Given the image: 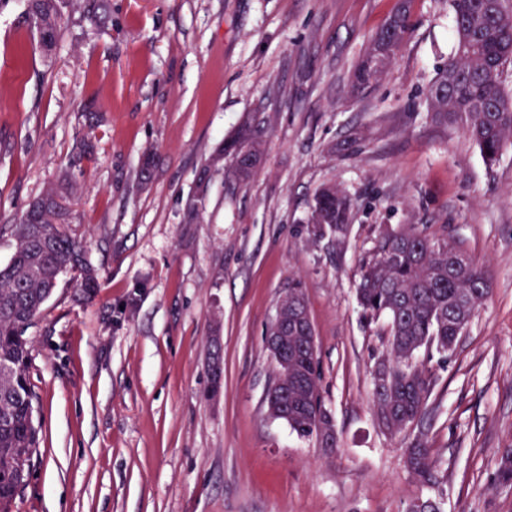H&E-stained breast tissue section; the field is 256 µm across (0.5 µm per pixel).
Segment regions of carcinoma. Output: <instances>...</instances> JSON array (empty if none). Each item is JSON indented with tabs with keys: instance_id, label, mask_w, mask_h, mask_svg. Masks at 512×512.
Instances as JSON below:
<instances>
[{
	"instance_id": "cac0c4a2",
	"label": "carcinoma",
	"mask_w": 512,
	"mask_h": 512,
	"mask_svg": "<svg viewBox=\"0 0 512 512\" xmlns=\"http://www.w3.org/2000/svg\"><path fill=\"white\" fill-rule=\"evenodd\" d=\"M455 50L426 93L433 121L458 126L478 146L487 164L498 162L512 146V98L502 87L504 67L512 64V0H496L491 13L485 0H449ZM80 0H29L31 25L44 51H52L66 15ZM405 6L372 36L353 73V88L376 84L396 60L409 34ZM248 121L227 143L229 178L242 183L261 160L265 131ZM68 185L48 186L12 225L14 251L0 267V512H13L29 476V462L40 445L35 423L36 395L30 383L26 330L53 295L61 277L71 276L88 296L97 275L84 258L82 244L63 228ZM349 197L334 185L317 192L310 222L318 235L345 233ZM491 280L484 267L443 233L412 224L386 231L363 261L357 302L371 320H388V383L374 389L380 426L400 433L426 409L432 379L416 363L421 350L446 353L455 348L476 311L484 304ZM281 351L272 354L275 369L296 364L302 379L288 386V411L280 416L299 437L324 443V425L336 430L324 405L318 374V344H309L307 327L288 324ZM406 465L419 481L440 483L433 448L422 436L406 449ZM495 484L512 489V448L503 452Z\"/></svg>"
}]
</instances>
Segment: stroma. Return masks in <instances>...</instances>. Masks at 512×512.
<instances>
[{"label":"stroma","mask_w":512,"mask_h":512,"mask_svg":"<svg viewBox=\"0 0 512 512\" xmlns=\"http://www.w3.org/2000/svg\"><path fill=\"white\" fill-rule=\"evenodd\" d=\"M399 0H108L73 13L44 55L27 0L0 6V264L10 226L62 170L68 233L100 287L62 279L26 337L40 446L14 512H512L493 477L512 448V148L487 166L432 122L425 91L454 49L448 0H410L383 78L351 74ZM268 119L257 172L227 193L224 144ZM94 152L67 161L77 140ZM351 199L346 236H317L316 192ZM445 230L492 290L403 432L379 427L372 369L384 322L355 291L381 231ZM300 285L319 345L334 451L269 416L266 331ZM223 350L209 397V351ZM427 435L445 483L414 480Z\"/></svg>","instance_id":"35a3bbf8"}]
</instances>
